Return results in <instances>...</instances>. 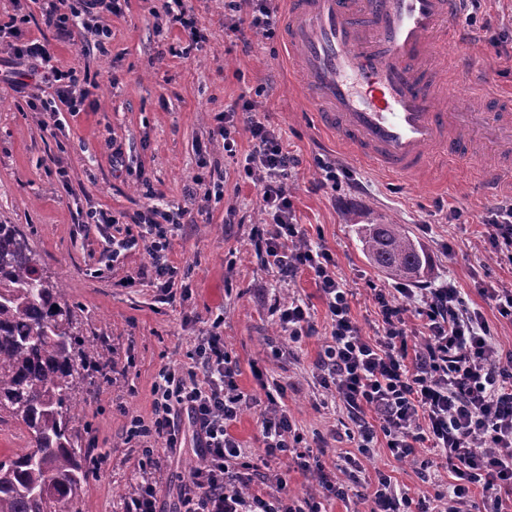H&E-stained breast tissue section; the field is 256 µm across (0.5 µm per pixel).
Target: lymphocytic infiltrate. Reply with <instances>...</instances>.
Instances as JSON below:
<instances>
[{"instance_id": "lymphocytic-infiltrate-1", "label": "lymphocytic infiltrate", "mask_w": 512, "mask_h": 512, "mask_svg": "<svg viewBox=\"0 0 512 512\" xmlns=\"http://www.w3.org/2000/svg\"><path fill=\"white\" fill-rule=\"evenodd\" d=\"M59 2L45 0V26L77 34L83 51L107 54L111 32L96 20L103 13L120 14L121 0H75L66 13ZM163 8L189 47L207 43L193 0H164ZM224 16L238 40L250 35L270 39L278 29L280 0H224ZM21 23L14 16L0 23V56L11 70V89L26 98L32 111L51 118L64 110L84 111L92 86L86 74L60 65L49 42L27 37ZM28 70L37 76L36 86L23 81ZM214 121L212 134L222 139L225 154L236 155L239 134H247L251 143L242 173L257 189L263 222L255 246L264 265L283 283L310 273L322 292L330 331L317 383L323 404L346 410L352 422L347 436L357 452L341 456L338 469L345 480L332 483L322 464L312 463L309 451L300 447L302 438L283 402L286 385L272 382L262 404L240 391L239 366L224 348V319L219 316L200 338L190 365L160 368L152 385L150 418L129 420L127 436L142 448L138 491L127 499L124 512H157L159 462L152 444L180 447L177 419L183 414L207 464L190 473L180 512H323L328 499L352 493L368 504V512H512V354H502L493 342L481 310L469 307L460 289L447 280L421 288L398 284L374 292L379 325L375 336H364L351 314V289L337 276L328 251L312 243L296 221L288 179L300 161L284 149L279 130L249 99L217 113ZM83 221L97 226L112 258L132 250L146 252L149 281L163 294L182 285L183 269L171 253L182 227L193 221L190 209L169 206L163 193L150 189L130 222L120 223L101 208L86 212ZM484 224L489 257L512 263V196ZM269 312L289 346L300 345L314 330L310 309L301 300L274 301ZM413 321L420 338L415 345L408 334ZM255 406L261 409L267 460L288 459L312 472L318 485L314 494L291 495L280 474L268 490L250 491L251 478L239 461L241 446L230 425ZM381 437L399 460L427 449L445 464L452 482L445 485L424 474L429 490L415 500L396 491L390 478L369 480L358 458L369 454Z\"/></svg>"}]
</instances>
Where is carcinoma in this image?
Returning a JSON list of instances; mask_svg holds the SVG:
<instances>
[{
	"label": "carcinoma",
	"mask_w": 512,
	"mask_h": 512,
	"mask_svg": "<svg viewBox=\"0 0 512 512\" xmlns=\"http://www.w3.org/2000/svg\"><path fill=\"white\" fill-rule=\"evenodd\" d=\"M346 221L385 277L421 276L426 255L405 225L360 224L352 211ZM38 265L18 225L0 224V415L28 435L27 447L0 460V512H79L88 466L74 395L99 364L74 309L60 305L63 283L43 277Z\"/></svg>",
	"instance_id": "1"
}]
</instances>
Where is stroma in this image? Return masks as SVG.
Wrapping results in <instances>:
<instances>
[{
  "label": "stroma",
  "mask_w": 512,
  "mask_h": 512,
  "mask_svg": "<svg viewBox=\"0 0 512 512\" xmlns=\"http://www.w3.org/2000/svg\"><path fill=\"white\" fill-rule=\"evenodd\" d=\"M42 0H0V21L16 12L28 15L34 38L54 42L60 64L86 69L97 87L85 112L60 113L57 132L45 130L41 116L24 98L0 83V223L16 224L40 258L44 277L62 281L63 299L74 306L84 336L106 359L99 373L77 393L76 425L91 460L79 500L80 512H122L120 491L138 481L136 443L126 438L132 416L149 417L152 385L162 365L185 362L186 353L216 316L224 318V345L240 366L239 388L257 399L263 389L250 365L265 362L269 379L287 384L284 402L331 479H339L336 457L353 445L340 421V409L317 406V363L326 327L325 304L312 275L276 284L256 255L252 230L261 222L256 190L242 181L235 159L212 140L214 115L240 98L257 100L280 129L283 146L299 158L289 179L298 224L312 242L324 245L336 272L353 292L351 312L365 335H374L376 288L390 287L366 259L345 221L347 212L379 216L406 225L425 246L424 282L454 281L470 307L480 308L503 352H512V322L502 319L481 288L512 281V266L489 260L482 218L512 183L497 176L512 152L475 138L467 157L440 163L428 176L397 178L360 162L345 145L325 135L298 97L296 63L290 62L282 35L253 39L250 49L225 33L224 0H196L194 7L209 35L202 49L182 55L185 39L170 27L159 0H126L120 15H102L112 32L109 53L83 56L79 46L55 38L42 17ZM455 25L464 43L435 39L433 69L455 78L448 64L468 56L481 78L460 80V103L478 105L485 90L512 92V0H481L476 14L460 12ZM124 154L123 167L112 164L113 149ZM336 166V185L317 188L323 173L317 158ZM70 170L62 188L55 161ZM226 175L224 198L195 214L173 245L171 257L188 271L187 300L167 303L152 286L121 288L123 278H138L150 259L131 251L104 271L105 243L96 230L81 227L83 212L103 208L132 216L147 188L167 202L184 204L183 186L201 166ZM234 223H225L227 212ZM103 276H96V269ZM302 299L315 330L302 345L289 348L268 308L274 297ZM180 447H155L161 462L156 474L159 512H178L190 459L201 456L189 420H181ZM360 463L369 477L383 474L412 498L427 492L417 459L399 461L387 448H373Z\"/></svg>",
  "instance_id": "obj_1"
}]
</instances>
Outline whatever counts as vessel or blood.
<instances>
[{"instance_id": "1", "label": "vessel or blood", "mask_w": 512, "mask_h": 512, "mask_svg": "<svg viewBox=\"0 0 512 512\" xmlns=\"http://www.w3.org/2000/svg\"><path fill=\"white\" fill-rule=\"evenodd\" d=\"M459 11L460 0H288L284 40L319 126L396 177L428 172L436 146L465 157L475 130L511 145L507 109L435 108L426 60L438 30L463 41Z\"/></svg>"}]
</instances>
